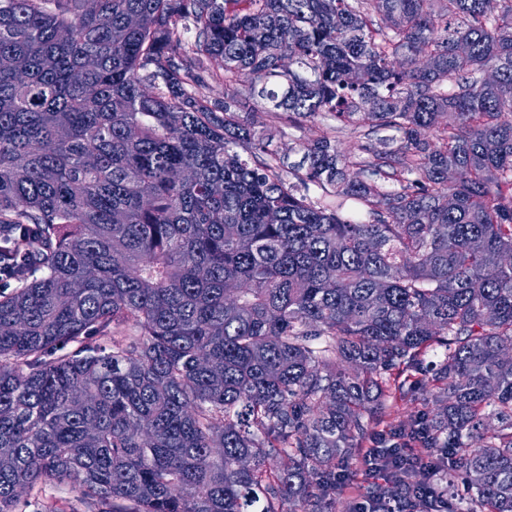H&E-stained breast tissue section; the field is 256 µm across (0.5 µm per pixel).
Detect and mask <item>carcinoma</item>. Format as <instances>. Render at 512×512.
I'll return each mask as SVG.
<instances>
[{
	"label": "carcinoma",
	"mask_w": 512,
	"mask_h": 512,
	"mask_svg": "<svg viewBox=\"0 0 512 512\" xmlns=\"http://www.w3.org/2000/svg\"><path fill=\"white\" fill-rule=\"evenodd\" d=\"M97 2L0 0V512H336L430 350L395 454L512 512V0ZM239 85L398 136L290 165ZM72 493L68 487L55 482H46L37 485L33 490L22 494L21 501H28V506L22 512L37 511L42 505H53L59 509L68 510L72 502Z\"/></svg>",
	"instance_id": "carcinoma-1"
}]
</instances>
